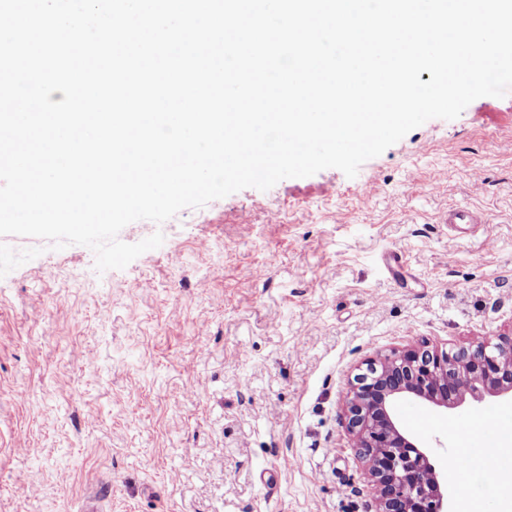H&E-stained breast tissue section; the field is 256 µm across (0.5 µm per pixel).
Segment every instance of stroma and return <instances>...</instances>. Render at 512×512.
<instances>
[{"label": "stroma", "mask_w": 512, "mask_h": 512, "mask_svg": "<svg viewBox=\"0 0 512 512\" xmlns=\"http://www.w3.org/2000/svg\"><path fill=\"white\" fill-rule=\"evenodd\" d=\"M480 223L448 225L449 206ZM0 278V512H366L340 420L368 357L512 331V92L410 131L355 177L246 188ZM436 468L486 414L403 401ZM481 468L452 499L498 512Z\"/></svg>", "instance_id": "1"}]
</instances>
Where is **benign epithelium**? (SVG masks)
Returning a JSON list of instances; mask_svg holds the SVG:
<instances>
[{"mask_svg": "<svg viewBox=\"0 0 512 512\" xmlns=\"http://www.w3.org/2000/svg\"><path fill=\"white\" fill-rule=\"evenodd\" d=\"M512 396V333L472 341L454 352L428 345L370 358L354 376L342 413L358 458L367 465L368 512H453L425 448L403 428L397 403L437 409Z\"/></svg>", "mask_w": 512, "mask_h": 512, "instance_id": "7a95c632", "label": "benign epithelium"}]
</instances>
